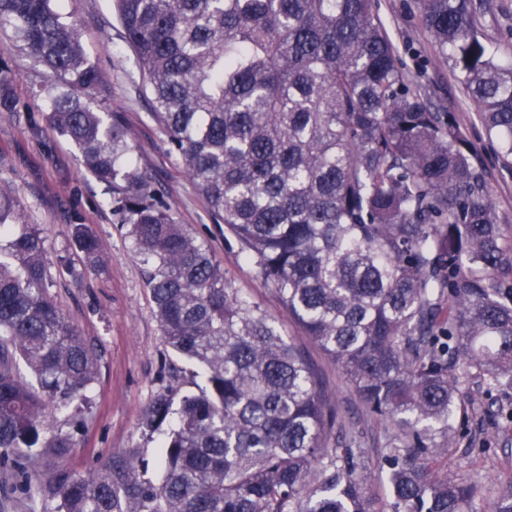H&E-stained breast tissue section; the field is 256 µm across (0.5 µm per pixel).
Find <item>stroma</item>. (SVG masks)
Wrapping results in <instances>:
<instances>
[{
  "instance_id": "stroma-1",
  "label": "stroma",
  "mask_w": 512,
  "mask_h": 512,
  "mask_svg": "<svg viewBox=\"0 0 512 512\" xmlns=\"http://www.w3.org/2000/svg\"><path fill=\"white\" fill-rule=\"evenodd\" d=\"M380 18L411 80L424 84L440 111L451 113L484 158L495 201L505 217L504 242L512 244V172L499 166L495 148L480 122L476 103L437 61L429 37L414 18V0H380ZM81 28L88 59L98 74L93 107L123 113L133 132L135 163L163 193L179 223L205 240L224 266L233 288L258 303L281 327L284 336L300 344L320 370L339 413L343 434L351 436L353 464L375 476L372 494L378 512H387V465L383 455L392 433L368 413L342 371L289 318L278 295L257 278L252 264L233 239L213 223L206 201L198 194L183 166L166 151L165 137L151 117L149 89L134 66L112 0H64ZM0 58L16 75L17 109L0 112V188L15 195L38 224L45 239L50 267L48 295L72 318L98 355L97 382L87 401L74 402L54 414V430L73 435L75 446L63 455H44L38 468L45 473L66 469L85 473L101 466L112 452L141 449L155 464L158 447L177 425L169 416L162 428L141 426L146 405L157 394L197 391L204 373L185 363L179 375L168 365L172 357L153 312L144 283V266L135 255L122 224L111 187L90 176L65 138L33 131L28 116L37 112V92L46 78L41 67L7 35H0ZM90 225L105 247L100 262L84 264L72 245L67 227ZM461 408L454 432L435 465L439 477L474 482L486 498L512 483V389H493L480 379L460 385Z\"/></svg>"
}]
</instances>
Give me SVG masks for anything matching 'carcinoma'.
<instances>
[{
  "instance_id": "obj_1",
  "label": "carcinoma",
  "mask_w": 512,
  "mask_h": 512,
  "mask_svg": "<svg viewBox=\"0 0 512 512\" xmlns=\"http://www.w3.org/2000/svg\"><path fill=\"white\" fill-rule=\"evenodd\" d=\"M152 116L213 223L369 413L395 432L392 512H472L479 487L438 477L462 354L512 386V249L489 173L468 135L410 83L378 0H113ZM437 59L477 104L512 168V43L487 34L486 0H415ZM9 31L47 75L41 120L112 186L145 266L162 335L198 365L199 392L154 397L141 424L172 413L162 475L136 448L87 474L40 473L73 446L50 408L87 400L97 354L46 292L45 241L0 191V494L49 512H376L371 476L340 465L339 423L319 371L261 307L231 288L212 249L179 223L132 162L120 112L91 106L97 72L57 0H0ZM0 59V112L15 111ZM89 262L87 224L69 225ZM31 380L19 379V363ZM489 512H512V484Z\"/></svg>"
}]
</instances>
